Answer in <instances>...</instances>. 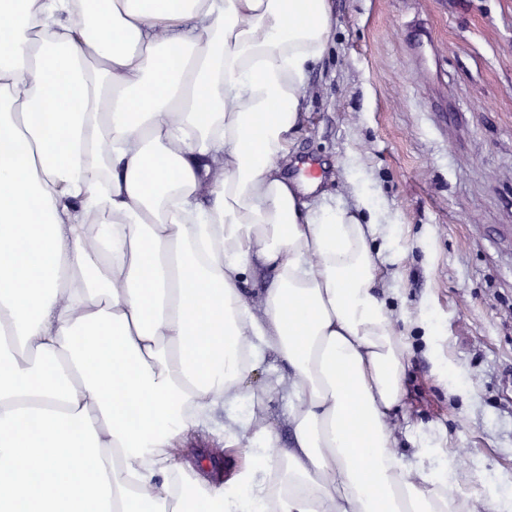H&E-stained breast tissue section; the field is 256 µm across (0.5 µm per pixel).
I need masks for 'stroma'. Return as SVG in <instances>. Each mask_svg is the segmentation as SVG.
Returning <instances> with one entry per match:
<instances>
[{
    "label": "stroma",
    "instance_id": "stroma-1",
    "mask_svg": "<svg viewBox=\"0 0 512 512\" xmlns=\"http://www.w3.org/2000/svg\"><path fill=\"white\" fill-rule=\"evenodd\" d=\"M327 54L284 164L313 196L369 194L409 346L392 424L407 461L479 473L471 512H512V0H333Z\"/></svg>",
    "mask_w": 512,
    "mask_h": 512
}]
</instances>
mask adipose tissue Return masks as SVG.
<instances>
[{"label": "adipose tissue", "mask_w": 512, "mask_h": 512, "mask_svg": "<svg viewBox=\"0 0 512 512\" xmlns=\"http://www.w3.org/2000/svg\"><path fill=\"white\" fill-rule=\"evenodd\" d=\"M331 0H0V512H469L409 464L407 344L358 210L281 162ZM266 271L258 304L241 285ZM284 367L293 445L232 421L233 479L180 457Z\"/></svg>", "instance_id": "1"}]
</instances>
